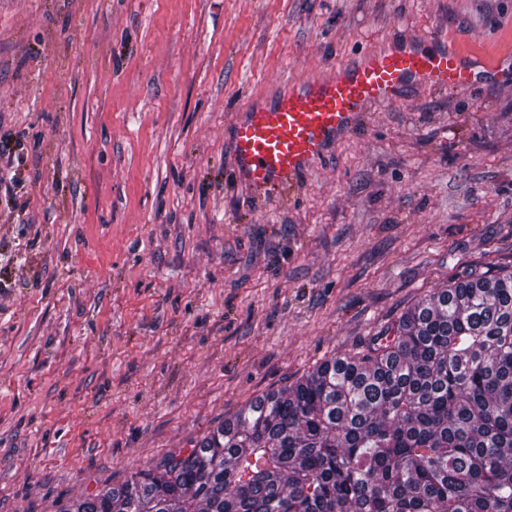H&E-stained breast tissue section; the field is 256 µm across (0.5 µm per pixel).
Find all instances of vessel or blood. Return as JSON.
<instances>
[{
  "mask_svg": "<svg viewBox=\"0 0 512 512\" xmlns=\"http://www.w3.org/2000/svg\"><path fill=\"white\" fill-rule=\"evenodd\" d=\"M505 76L433 37L366 51L359 61L289 85L270 103L249 105L234 125V177L259 194L294 187L370 109L394 105L412 88L467 92Z\"/></svg>",
  "mask_w": 512,
  "mask_h": 512,
  "instance_id": "b4317fda",
  "label": "vessel or blood"
}]
</instances>
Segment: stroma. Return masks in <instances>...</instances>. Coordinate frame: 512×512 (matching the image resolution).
<instances>
[{"label": "stroma", "mask_w": 512, "mask_h": 512, "mask_svg": "<svg viewBox=\"0 0 512 512\" xmlns=\"http://www.w3.org/2000/svg\"><path fill=\"white\" fill-rule=\"evenodd\" d=\"M436 35L512 63V0H0V512L186 456L246 402L512 269V79L369 112L279 200L252 102Z\"/></svg>", "instance_id": "1"}]
</instances>
